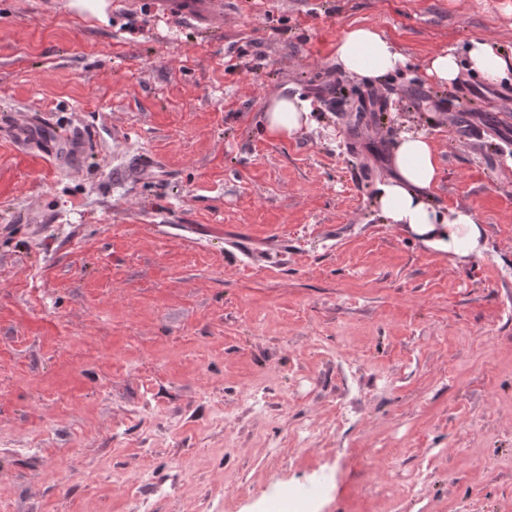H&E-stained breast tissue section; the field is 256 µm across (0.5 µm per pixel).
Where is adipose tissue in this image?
Segmentation results:
<instances>
[{"label": "adipose tissue", "mask_w": 512, "mask_h": 512, "mask_svg": "<svg viewBox=\"0 0 512 512\" xmlns=\"http://www.w3.org/2000/svg\"><path fill=\"white\" fill-rule=\"evenodd\" d=\"M336 62L342 71L375 80L401 71L406 57L374 27L352 26L337 39ZM468 69L486 83L496 84L512 73V56L490 44L474 40L464 53L443 50L427 62L429 79L449 85L461 69ZM267 134L276 140L293 137L311 124V112L303 101L281 95L272 98L263 114ZM391 176L380 185L378 209L389 224L407 230L425 246L461 261L480 253L485 228L467 209L446 210L432 201L431 192L441 177V166L429 137L406 133L390 157Z\"/></svg>", "instance_id": "obj_1"}]
</instances>
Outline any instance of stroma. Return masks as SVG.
<instances>
[{
	"mask_svg": "<svg viewBox=\"0 0 512 512\" xmlns=\"http://www.w3.org/2000/svg\"><path fill=\"white\" fill-rule=\"evenodd\" d=\"M110 2L0 0V512H512V78L424 73L512 0ZM353 25L406 67L342 72ZM405 132L480 255L379 216ZM70 7L81 15L93 16L106 22L110 3L109 0H71ZM218 0H151L154 13L181 16L197 23L203 29L216 28L223 13L215 7ZM306 102L280 95L272 98L265 107L263 120L267 134L276 140H288L303 127L313 123L312 113Z\"/></svg>",
	"mask_w": 512,
	"mask_h": 512,
	"instance_id": "stroma-1",
	"label": "stroma"
}]
</instances>
